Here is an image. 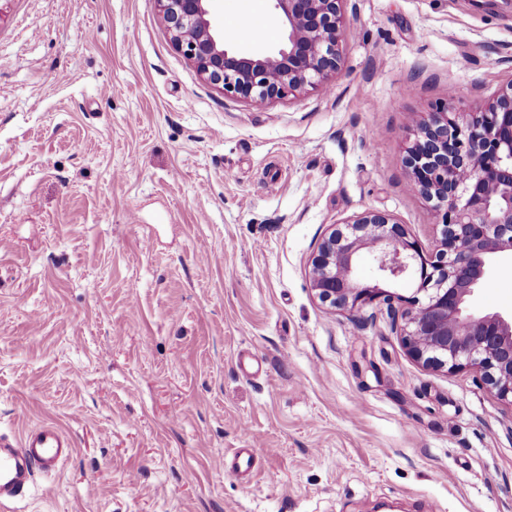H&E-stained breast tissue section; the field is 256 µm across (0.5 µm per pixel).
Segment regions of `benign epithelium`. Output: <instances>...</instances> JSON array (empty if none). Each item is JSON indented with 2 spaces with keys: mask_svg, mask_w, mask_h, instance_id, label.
<instances>
[{
  "mask_svg": "<svg viewBox=\"0 0 512 512\" xmlns=\"http://www.w3.org/2000/svg\"><path fill=\"white\" fill-rule=\"evenodd\" d=\"M213 2L156 0L172 43L201 79L256 105L328 88L350 29L343 0H271L285 35L270 51L232 45L213 25ZM406 166L407 187L432 204L442 226L441 248L426 254L405 225L366 211L320 243L311 288L334 310L385 304L413 359L433 369L477 368L512 404V315L467 306L495 258L512 254V80L476 112L462 111L449 92L419 123ZM366 249L381 279L410 278L414 295L362 283Z\"/></svg>",
  "mask_w": 512,
  "mask_h": 512,
  "instance_id": "obj_1",
  "label": "benign epithelium"
}]
</instances>
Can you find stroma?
Wrapping results in <instances>:
<instances>
[{"label": "stroma", "instance_id": "stroma-1", "mask_svg": "<svg viewBox=\"0 0 512 512\" xmlns=\"http://www.w3.org/2000/svg\"><path fill=\"white\" fill-rule=\"evenodd\" d=\"M253 4L231 42L276 48ZM343 8L328 88L256 106L155 0H0V435L75 444L0 512H512V404L310 286L367 210L437 251L405 147L449 91L472 112L512 79V0ZM469 307L511 314L512 281Z\"/></svg>", "mask_w": 512, "mask_h": 512}]
</instances>
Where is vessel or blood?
<instances>
[{"label": "vessel or blood", "mask_w": 512, "mask_h": 512, "mask_svg": "<svg viewBox=\"0 0 512 512\" xmlns=\"http://www.w3.org/2000/svg\"><path fill=\"white\" fill-rule=\"evenodd\" d=\"M72 453V443L53 423L17 439L0 436V501L20 494L33 482L36 471L55 470Z\"/></svg>", "instance_id": "obj_1"}]
</instances>
